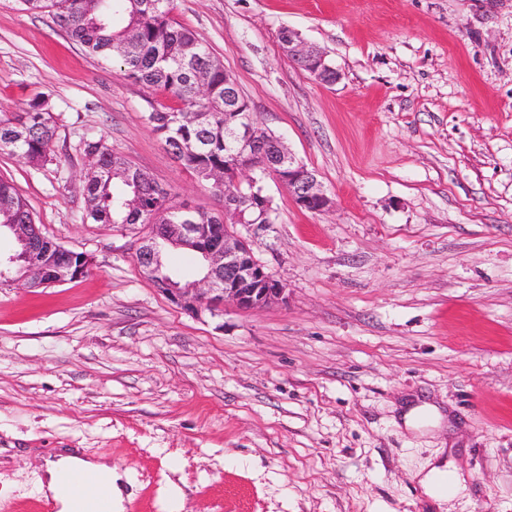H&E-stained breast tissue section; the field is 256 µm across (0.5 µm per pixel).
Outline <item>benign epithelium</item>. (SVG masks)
<instances>
[{
    "mask_svg": "<svg viewBox=\"0 0 512 512\" xmlns=\"http://www.w3.org/2000/svg\"><path fill=\"white\" fill-rule=\"evenodd\" d=\"M284 52L316 82L333 84L339 80L337 69L327 60V53L305 42L298 32L288 30V39L281 42ZM254 112H237L234 126L224 133L235 144L232 163L239 178L255 183L253 173L264 167L266 175L288 189L289 195L300 207L315 213L328 210L332 199L326 194L314 171L300 162L280 139L274 142V155L262 159L256 152L258 133L253 124ZM249 222L266 223V213L245 220L244 214L224 206L222 224H147L144 235L135 248V260L142 271L153 274L162 266L159 241L174 249H184L199 254L206 262L207 272L198 281L185 286L167 282L161 288L167 298L181 309L195 315L210 314L215 317L224 313V306L231 305L240 311H254L273 303L288 302L285 284L265 270L253 256L247 243L237 234L236 226ZM10 229L21 251L9 257L0 267V278L11 272L12 266L20 265L22 277L31 279L41 287L51 285L47 281L51 266L70 260V250L55 243V254H38L34 237L46 241L41 229L31 231L27 224H12Z\"/></svg>",
    "mask_w": 512,
    "mask_h": 512,
    "instance_id": "benign-epithelium-1",
    "label": "benign epithelium"
}]
</instances>
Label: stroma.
I'll return each instance as SVG.
<instances>
[{
    "label": "stroma",
    "instance_id": "1",
    "mask_svg": "<svg viewBox=\"0 0 512 512\" xmlns=\"http://www.w3.org/2000/svg\"><path fill=\"white\" fill-rule=\"evenodd\" d=\"M259 126L334 201L268 181L241 224L287 304L194 317L139 269L140 225L85 221V132L174 202L222 205L145 123L171 105L92 57L51 13L0 0V115L50 97L53 159L0 152L43 234L88 255L73 282L0 288V512L61 448L111 458L125 512H432L423 464L452 449L446 512H512V0H173ZM298 31L341 78L283 52ZM437 417L404 424L409 409Z\"/></svg>",
    "mask_w": 512,
    "mask_h": 512
}]
</instances>
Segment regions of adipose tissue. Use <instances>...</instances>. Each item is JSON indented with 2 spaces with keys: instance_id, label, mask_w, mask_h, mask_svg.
<instances>
[{
  "instance_id": "obj_1",
  "label": "adipose tissue",
  "mask_w": 512,
  "mask_h": 512,
  "mask_svg": "<svg viewBox=\"0 0 512 512\" xmlns=\"http://www.w3.org/2000/svg\"><path fill=\"white\" fill-rule=\"evenodd\" d=\"M85 474L94 475L96 484L83 483L81 477ZM121 480L111 461L86 456L79 448H65L47 461L37 478V492L52 500L58 512H74L79 506L90 512L96 505L97 491L102 488L106 491L110 512H122Z\"/></svg>"
}]
</instances>
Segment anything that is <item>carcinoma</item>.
Listing matches in <instances>:
<instances>
[{
	"label": "carcinoma",
	"mask_w": 512,
	"mask_h": 512,
	"mask_svg": "<svg viewBox=\"0 0 512 512\" xmlns=\"http://www.w3.org/2000/svg\"><path fill=\"white\" fill-rule=\"evenodd\" d=\"M23 10L54 9L56 23L93 56L116 62L123 75L148 87L171 93L177 106L154 109L146 122L170 147L174 157L198 182L224 198L246 204L245 217L260 214L251 208L257 188L235 184L236 172L227 166L230 145L224 120L232 111L246 112V98L232 83H224L223 62L213 56L192 31L170 19L172 0H18ZM56 135L53 105L41 97L24 112L0 119V151L24 157L33 165L52 159ZM89 170L84 178L86 217L95 224H222L224 215L175 203L143 170L115 151L107 139L87 133L82 138ZM140 195L142 205L131 210L126 202ZM28 200L14 185L0 179V228L33 224Z\"/></svg>",
	"instance_id": "carcinoma-1"
}]
</instances>
